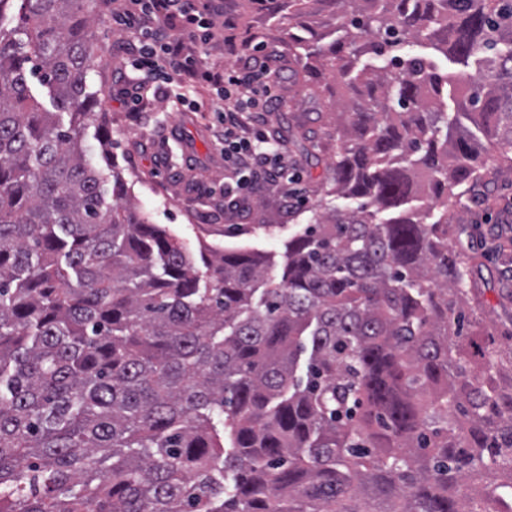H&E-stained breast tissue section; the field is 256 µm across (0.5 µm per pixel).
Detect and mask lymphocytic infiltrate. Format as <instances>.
Listing matches in <instances>:
<instances>
[{
    "label": "lymphocytic infiltrate",
    "instance_id": "obj_1",
    "mask_svg": "<svg viewBox=\"0 0 512 512\" xmlns=\"http://www.w3.org/2000/svg\"><path fill=\"white\" fill-rule=\"evenodd\" d=\"M109 15L137 53L145 80L177 84L178 101L214 113L224 126V205L243 213L257 182L276 186L284 203H298L295 165L261 122L282 98L271 80L267 45L243 42L228 63L210 64L211 47L222 33L200 0H111Z\"/></svg>",
    "mask_w": 512,
    "mask_h": 512
}]
</instances>
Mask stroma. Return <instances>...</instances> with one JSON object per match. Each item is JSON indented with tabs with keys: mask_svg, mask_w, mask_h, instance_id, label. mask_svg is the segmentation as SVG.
Here are the masks:
<instances>
[{
	"mask_svg": "<svg viewBox=\"0 0 512 512\" xmlns=\"http://www.w3.org/2000/svg\"><path fill=\"white\" fill-rule=\"evenodd\" d=\"M306 2L304 25L297 34L310 50L325 51L336 38V7L332 0ZM95 14L98 22L93 32L101 63L91 77L104 100L112 141L110 160L100 157L94 127L85 129L83 141L102 177L120 172L138 211L178 236L191 252H198L203 244L245 245L269 253L274 274H281L288 238L306 227L316 204L336 202L335 197L326 196L321 179L324 162L335 154L340 138L336 111L329 106L332 95L340 91L333 75L324 70L314 77L320 97L298 95L305 72L288 38L285 14H271L254 0H210L209 16L215 26L234 21L236 37L248 32L280 49L273 66L281 75L282 107L267 114L264 128L269 133L283 131L288 156L299 164L297 187L304 199L291 209L273 186L260 185L241 223L224 213V154L214 114L176 110L168 98V85L160 82L146 87L137 105L127 104L122 94L125 83L140 80L143 73L135 69L136 54L121 31L103 9ZM448 217L462 230L458 248L484 255L483 324L501 333L512 331V281L502 277L503 252L512 251V233L496 231L497 225H512V172L487 173L468 190L465 207L449 212Z\"/></svg>",
	"mask_w": 512,
	"mask_h": 512,
	"instance_id": "obj_1",
	"label": "stroma"
}]
</instances>
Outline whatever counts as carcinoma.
I'll return each mask as SVG.
<instances>
[{
	"label": "carcinoma",
	"mask_w": 512,
	"mask_h": 512,
	"mask_svg": "<svg viewBox=\"0 0 512 512\" xmlns=\"http://www.w3.org/2000/svg\"><path fill=\"white\" fill-rule=\"evenodd\" d=\"M332 2L304 68L359 96L324 168L349 206L279 277L194 259L117 172L106 202L93 0H22L24 55L0 27V512H512V355L448 241L483 145L512 168V0Z\"/></svg>",
	"instance_id": "cac0c4a2"
}]
</instances>
